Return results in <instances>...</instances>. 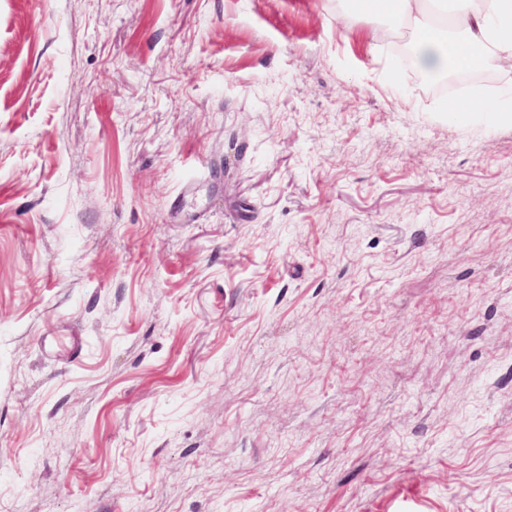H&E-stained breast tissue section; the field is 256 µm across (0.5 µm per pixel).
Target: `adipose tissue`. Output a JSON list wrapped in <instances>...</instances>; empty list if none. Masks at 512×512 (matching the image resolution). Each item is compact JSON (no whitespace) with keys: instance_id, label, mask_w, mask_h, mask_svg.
Instances as JSON below:
<instances>
[{"instance_id":"ef3b65f1","label":"adipose tissue","mask_w":512,"mask_h":512,"mask_svg":"<svg viewBox=\"0 0 512 512\" xmlns=\"http://www.w3.org/2000/svg\"><path fill=\"white\" fill-rule=\"evenodd\" d=\"M436 0H353L384 20L374 32L385 40L411 31L418 67L429 74L448 68L512 70V0H452L447 24L432 16Z\"/></svg>"}]
</instances>
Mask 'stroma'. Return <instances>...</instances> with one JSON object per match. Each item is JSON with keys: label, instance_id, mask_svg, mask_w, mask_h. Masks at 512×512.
Returning <instances> with one entry per match:
<instances>
[{"label": "stroma", "instance_id": "1", "mask_svg": "<svg viewBox=\"0 0 512 512\" xmlns=\"http://www.w3.org/2000/svg\"><path fill=\"white\" fill-rule=\"evenodd\" d=\"M379 24L0 0V512H512V126ZM448 112L455 120H466L478 113H484L497 124L512 125V111L497 102L456 101L448 104Z\"/></svg>", "mask_w": 512, "mask_h": 512}]
</instances>
